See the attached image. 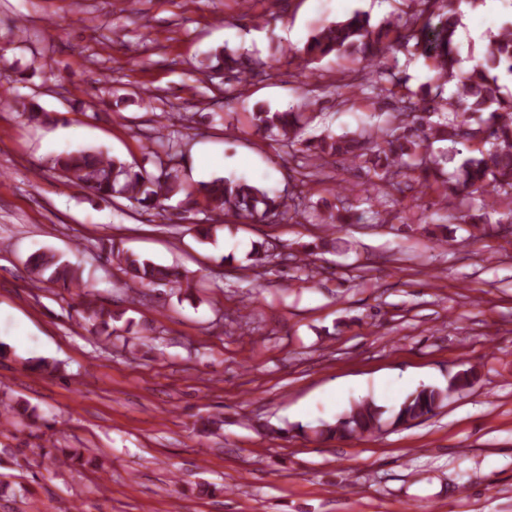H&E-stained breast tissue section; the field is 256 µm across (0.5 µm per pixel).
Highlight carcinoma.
Masks as SVG:
<instances>
[{"mask_svg":"<svg viewBox=\"0 0 512 512\" xmlns=\"http://www.w3.org/2000/svg\"><path fill=\"white\" fill-rule=\"evenodd\" d=\"M413 11L395 22L371 24L366 13L330 22L315 29L301 48L289 53L297 60L300 73L309 66L334 56L362 67H373L377 79L345 87L351 95L376 96L390 100L382 122L365 123L351 134L335 135L326 130L313 138L303 136L311 118L302 106L286 110L259 109L252 113L256 132L276 141L287 152L301 155V176L319 169L330 159L365 172L360 192L385 209L402 202L400 195L418 185L419 193L437 194V204L447 211L436 220L449 219L471 224L470 236L478 240L512 224V99L504 97L499 76L512 77V21L504 23L489 41L482 61L469 71L459 68L455 33L458 8L463 2L477 6L483 0H411ZM439 19L433 23V19ZM414 61H431V82L412 90L402 75L398 54ZM217 64H204L209 77L222 75L237 79L252 70L244 53L226 48L213 55ZM339 84L319 85L315 90L343 95ZM439 144L438 151L433 145ZM185 146L184 134L172 130L160 134L151 145L159 159L160 173L153 175L115 156L79 150L61 153L53 165L71 184L106 201L122 197L146 209L182 195L184 212L200 209L214 213L211 224L196 225L197 236L212 237L221 217L231 216L243 224H272L287 216H302L303 198L283 195L251 185L242 179L216 177L185 185L178 168ZM339 196V204L328 206L321 219L331 233L353 222L352 206ZM111 260L130 280L142 287L168 286L182 289L183 274L178 267L162 265L111 245ZM274 254L264 243L252 247V266L261 268ZM25 265L37 283L56 285L79 299L86 329L98 336H112V310L98 304L82 281L79 269L49 251L30 254ZM477 370L469 367L448 379V386H423L410 393L392 412L373 400L353 404L333 423H324L316 433L327 439L371 434L386 425H403L436 415L448 398L473 384ZM28 408L0 401V423L13 427L24 424Z\"/></svg>","mask_w":512,"mask_h":512,"instance_id":"1","label":"carcinoma"}]
</instances>
